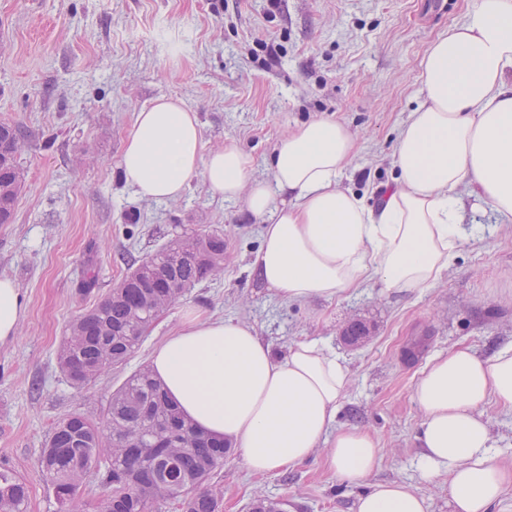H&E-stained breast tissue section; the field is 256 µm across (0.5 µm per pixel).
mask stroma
I'll use <instances>...</instances> for the list:
<instances>
[{"mask_svg":"<svg viewBox=\"0 0 512 512\" xmlns=\"http://www.w3.org/2000/svg\"><path fill=\"white\" fill-rule=\"evenodd\" d=\"M481 0H0V122L20 126L24 188L12 223L0 224V277L15 281L26 311L21 333L0 344V470L29 484L26 512H59L36 473L52 428L79 413L101 421L112 392L177 327L180 312L254 327L278 356L316 340L346 362L351 384L337 423L376 437L372 483L397 482L448 512L449 478L423 479L415 382L434 355L468 347L489 355L512 341V223L472 191L463 221L478 225L432 288L383 294L360 288L293 304L257 287L249 264L261 220L243 202L214 196L202 174L173 201H147L121 176L134 114L175 97L195 112L204 149L235 140L257 179L271 180L276 140L299 123L330 118L357 134L340 188L377 203L395 176L400 125L423 101L418 81L429 42L462 24ZM281 46L264 67L258 39ZM223 235L224 266L154 322L121 366L72 386L57 354L69 323L115 288L132 266L193 234ZM372 327L359 347L341 332ZM209 483L222 512L259 498L288 512H354L363 488L325 469L322 453L265 476L239 449Z\"/></svg>","mask_w":512,"mask_h":512,"instance_id":"obj_1","label":"stroma"}]
</instances>
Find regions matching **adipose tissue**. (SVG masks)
<instances>
[{
  "label": "adipose tissue",
  "instance_id": "ef3b65f1",
  "mask_svg": "<svg viewBox=\"0 0 512 512\" xmlns=\"http://www.w3.org/2000/svg\"><path fill=\"white\" fill-rule=\"evenodd\" d=\"M419 78L424 100L397 132L396 179L374 207L337 186L356 134L327 118L277 140L266 182L252 178L235 141L203 151L195 113L163 97L137 113L119 166L148 201L178 199L198 173L214 194L243 200L265 221L250 273L288 302L332 299L368 283L388 294L423 290L475 233L461 220V187L512 220V0H481L463 24L442 32ZM24 314L15 282L0 277V344L18 336ZM151 370L198 430L241 449L252 473L286 469L318 450L344 482H365L377 466L373 435L336 425L350 374L318 342H295L280 360L251 326L187 307ZM413 399L424 478L448 473L449 512H494L512 468L498 460L483 408L491 400L512 407V343L488 356L459 349L432 357ZM355 512L426 507L388 483L358 497Z\"/></svg>",
  "mask_w": 512,
  "mask_h": 512
}]
</instances>
